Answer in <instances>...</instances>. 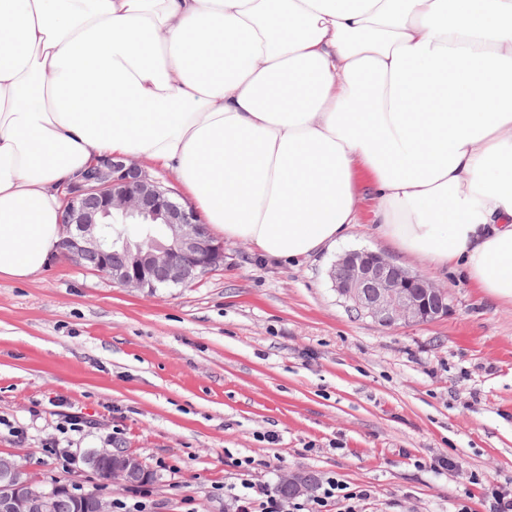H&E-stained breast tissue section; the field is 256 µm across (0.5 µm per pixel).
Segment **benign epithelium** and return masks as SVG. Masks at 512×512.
Returning <instances> with one entry per match:
<instances>
[{"label": "benign epithelium", "mask_w": 512, "mask_h": 512, "mask_svg": "<svg viewBox=\"0 0 512 512\" xmlns=\"http://www.w3.org/2000/svg\"><path fill=\"white\" fill-rule=\"evenodd\" d=\"M64 200L58 254L124 288L187 285L224 266V242L211 236L191 204L131 157L88 166L65 188ZM329 278L350 311L384 327L426 323L449 311L447 290L374 251L344 252ZM102 456L112 457L113 473L123 481L141 466L118 450L100 448ZM51 495L29 476L0 475V512L48 509Z\"/></svg>", "instance_id": "benign-epithelium-1"}]
</instances>
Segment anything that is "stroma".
Segmentation results:
<instances>
[{
	"mask_svg": "<svg viewBox=\"0 0 512 512\" xmlns=\"http://www.w3.org/2000/svg\"><path fill=\"white\" fill-rule=\"evenodd\" d=\"M356 180L359 224L306 258L228 240L223 268L151 293L59 257L28 280L1 277L0 454L89 491L91 472L62 471L55 447L124 450L156 479L103 493L150 512H228L244 457L272 487L295 472L368 487L372 512H487L469 476L512 484V304L396 253L373 224L367 173ZM351 249L446 288L448 314L392 328L356 317L328 277ZM440 455L453 471L431 468Z\"/></svg>",
	"mask_w": 512,
	"mask_h": 512,
	"instance_id": "1",
	"label": "stroma"
}]
</instances>
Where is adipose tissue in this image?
Here are the masks:
<instances>
[{"label": "adipose tissue", "instance_id": "1", "mask_svg": "<svg viewBox=\"0 0 512 512\" xmlns=\"http://www.w3.org/2000/svg\"><path fill=\"white\" fill-rule=\"evenodd\" d=\"M106 156L260 257L358 221L512 303V0H0V277L48 266Z\"/></svg>", "mask_w": 512, "mask_h": 512}]
</instances>
